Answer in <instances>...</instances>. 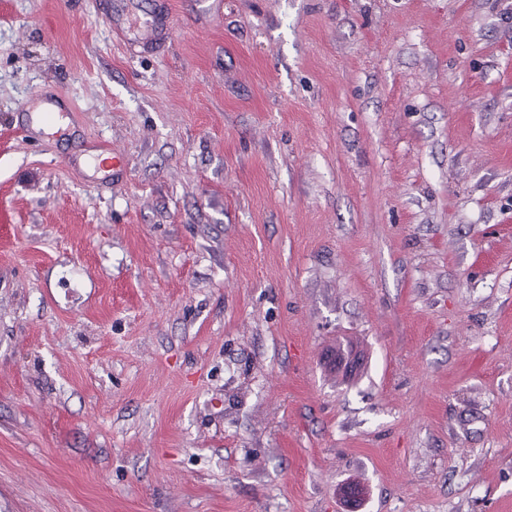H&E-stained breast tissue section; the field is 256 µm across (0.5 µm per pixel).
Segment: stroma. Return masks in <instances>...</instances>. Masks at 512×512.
Segmentation results:
<instances>
[{"label":"stroma","mask_w":512,"mask_h":512,"mask_svg":"<svg viewBox=\"0 0 512 512\" xmlns=\"http://www.w3.org/2000/svg\"><path fill=\"white\" fill-rule=\"evenodd\" d=\"M98 2L0 0V512H512V0ZM164 2L159 4V7L155 10L153 19L149 26V30L147 31L145 37H142L138 33L134 34V38L132 42L135 44H146V43H156L160 40L168 37L170 33V18L169 12L165 6Z\"/></svg>","instance_id":"35a3bbf8"}]
</instances>
